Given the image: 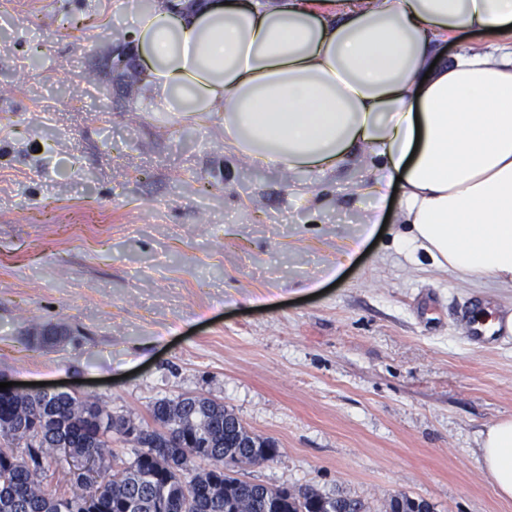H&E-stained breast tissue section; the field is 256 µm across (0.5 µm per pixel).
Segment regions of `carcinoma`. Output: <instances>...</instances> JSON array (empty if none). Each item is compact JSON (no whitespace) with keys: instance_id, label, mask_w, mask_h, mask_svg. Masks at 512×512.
<instances>
[{"instance_id":"carcinoma-1","label":"carcinoma","mask_w":512,"mask_h":512,"mask_svg":"<svg viewBox=\"0 0 512 512\" xmlns=\"http://www.w3.org/2000/svg\"><path fill=\"white\" fill-rule=\"evenodd\" d=\"M141 425L139 446L126 462L112 452L115 419L90 397L15 393L0 396V512H371L361 498L312 487L271 488L242 479L244 463L277 454L274 441L251 438L224 405L193 395L160 399ZM253 447H244V442ZM91 463L62 493H47L39 478L57 454ZM210 461L200 469L197 463ZM386 512H434L429 502L399 494Z\"/></svg>"}]
</instances>
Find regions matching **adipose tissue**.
Instances as JSON below:
<instances>
[{"label": "adipose tissue", "instance_id": "ef3b65f1", "mask_svg": "<svg viewBox=\"0 0 512 512\" xmlns=\"http://www.w3.org/2000/svg\"><path fill=\"white\" fill-rule=\"evenodd\" d=\"M142 99L224 118V152L284 173L336 175L362 152L357 192L398 186L399 242L437 269L512 287V0H128ZM482 53L440 58L456 33ZM481 454L512 499V420Z\"/></svg>", "mask_w": 512, "mask_h": 512}]
</instances>
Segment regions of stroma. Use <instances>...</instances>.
Here are the masks:
<instances>
[{"label":"stroma","mask_w":512,"mask_h":512,"mask_svg":"<svg viewBox=\"0 0 512 512\" xmlns=\"http://www.w3.org/2000/svg\"><path fill=\"white\" fill-rule=\"evenodd\" d=\"M125 5L0 0V382L135 421L202 395L275 441L247 480L512 512L480 451L512 419V337L462 330L512 288L410 260L395 211L342 261L372 203L363 161L317 186L227 162L220 116L152 111L107 68ZM51 324L65 336L37 343ZM470 323L471 325L466 338L474 345L482 346L494 343L499 340L500 337H505L504 335L507 334L509 330V317L507 319L501 317L498 320V329L492 331H489L484 327L475 326L476 321H470Z\"/></svg>","instance_id":"35a3bbf8"}]
</instances>
